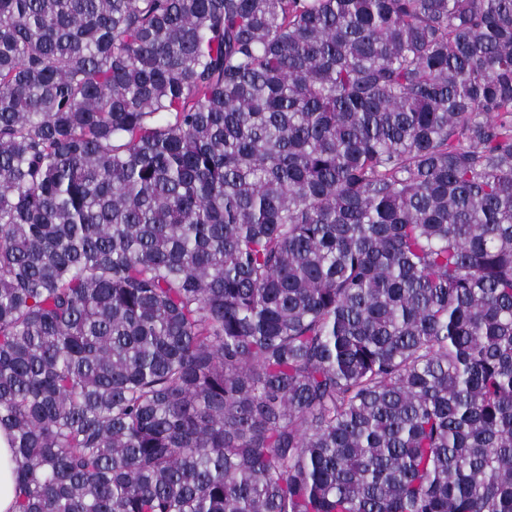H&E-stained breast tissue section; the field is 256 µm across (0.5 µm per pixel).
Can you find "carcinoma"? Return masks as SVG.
Listing matches in <instances>:
<instances>
[{
  "instance_id": "1",
  "label": "carcinoma",
  "mask_w": 512,
  "mask_h": 512,
  "mask_svg": "<svg viewBox=\"0 0 512 512\" xmlns=\"http://www.w3.org/2000/svg\"><path fill=\"white\" fill-rule=\"evenodd\" d=\"M17 512H512V0H0Z\"/></svg>"
}]
</instances>
